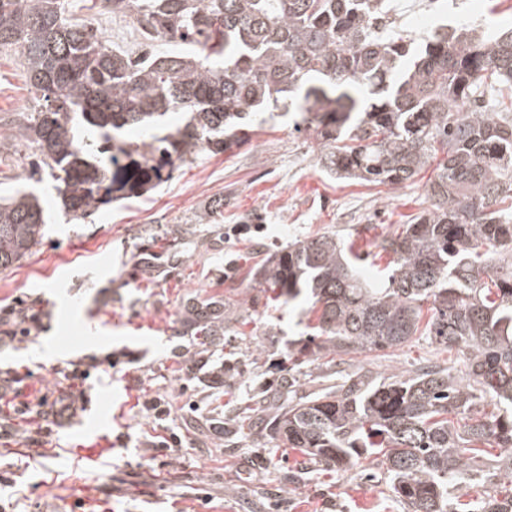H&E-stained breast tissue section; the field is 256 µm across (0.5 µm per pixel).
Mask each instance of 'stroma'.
<instances>
[{"mask_svg":"<svg viewBox=\"0 0 512 512\" xmlns=\"http://www.w3.org/2000/svg\"><path fill=\"white\" fill-rule=\"evenodd\" d=\"M404 36L422 40L439 25L512 27V0H389ZM108 45L143 53L121 14L95 19ZM36 101L16 56L0 55V191L37 179L46 229L39 244L0 271V306L23 299L47 312V328L13 349L0 368L21 377L0 401L17 437L0 442V502L7 512H407L382 466L310 465L262 428L273 408L255 396L294 374L306 395L337 372L376 376L427 362L458 366L456 353L415 336L393 353L322 357L292 365L289 350L310 334L300 304L273 300L254 270L271 253L320 234L358 253L369 278L392 259L379 241L426 207L432 169L402 186L336 178L324 148L291 116L263 124L249 141L215 155L198 152L156 188L84 219L66 214L34 146L15 141ZM222 201L213 214V201ZM235 226L245 234L230 235ZM220 301L232 319L206 350L207 365L185 373L198 351L188 304ZM118 360L107 363V355ZM90 363L78 386L85 401L71 420L41 436V418L21 408L53 392L65 371ZM158 401L156 415L145 407ZM258 426L240 432L237 417ZM177 434L175 448L148 440ZM38 437L30 446L26 437Z\"/></svg>","mask_w":512,"mask_h":512,"instance_id":"stroma-1","label":"stroma"}]
</instances>
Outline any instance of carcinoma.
Here are the masks:
<instances>
[{
  "label": "carcinoma",
  "instance_id": "1",
  "mask_svg": "<svg viewBox=\"0 0 512 512\" xmlns=\"http://www.w3.org/2000/svg\"><path fill=\"white\" fill-rule=\"evenodd\" d=\"M84 0H0V51H15L40 109L34 145L75 220L166 180L200 150L239 145L262 110L296 113L338 179L398 185L439 159L423 209L378 247L381 288L331 235L270 256L261 284L308 303L303 356L395 349L415 335L460 354L461 373L340 376L280 405L268 435L326 468L372 458L409 512H512V28L439 27L420 45L390 30L381 0H94L141 34L189 47L133 57L106 45ZM170 112L184 125L128 142ZM33 193L0 198V271L43 237ZM215 310L196 307L199 336ZM493 405L484 413L479 407ZM501 448L484 469L478 458ZM460 483L483 488L467 502Z\"/></svg>",
  "mask_w": 512,
  "mask_h": 512
}]
</instances>
